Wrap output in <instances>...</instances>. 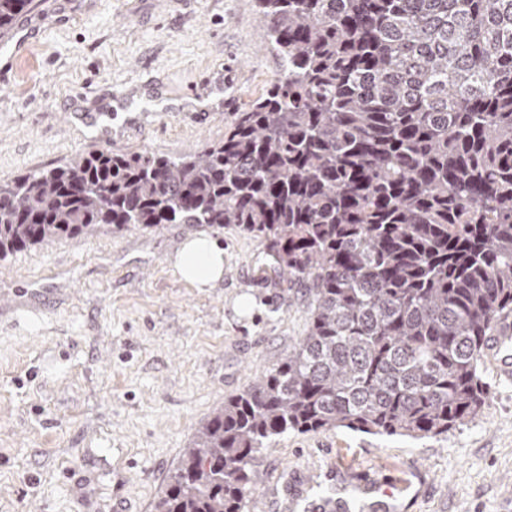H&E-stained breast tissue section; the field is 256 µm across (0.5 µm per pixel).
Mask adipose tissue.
I'll return each instance as SVG.
<instances>
[{
    "mask_svg": "<svg viewBox=\"0 0 512 512\" xmlns=\"http://www.w3.org/2000/svg\"><path fill=\"white\" fill-rule=\"evenodd\" d=\"M171 262L180 277L197 288H211L224 277V249L206 235L188 237Z\"/></svg>",
    "mask_w": 512,
    "mask_h": 512,
    "instance_id": "obj_1",
    "label": "adipose tissue"
}]
</instances>
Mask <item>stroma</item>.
I'll return each mask as SVG.
<instances>
[{
	"label": "stroma",
	"mask_w": 512,
	"mask_h": 512,
	"mask_svg": "<svg viewBox=\"0 0 512 512\" xmlns=\"http://www.w3.org/2000/svg\"><path fill=\"white\" fill-rule=\"evenodd\" d=\"M257 0H33L0 74V179L100 150L179 156L224 137L279 74ZM150 96L116 93L138 78ZM98 112L102 128L65 122ZM109 138H102V129ZM224 247V278L191 287L170 258ZM239 229L167 224L67 239L0 261V512H154L199 424L288 352L297 289ZM482 411L412 440L291 434L262 454L259 512H307L385 480L406 512H512V384L485 371Z\"/></svg>",
	"instance_id": "obj_1"
}]
</instances>
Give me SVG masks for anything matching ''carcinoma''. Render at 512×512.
I'll use <instances>...</instances> for the list:
<instances>
[{"instance_id":"obj_1","label":"carcinoma","mask_w":512,"mask_h":512,"mask_svg":"<svg viewBox=\"0 0 512 512\" xmlns=\"http://www.w3.org/2000/svg\"><path fill=\"white\" fill-rule=\"evenodd\" d=\"M33 0H0V29ZM282 70L224 138L0 181V260L60 239L233 225L303 292L288 354L200 424L155 512H253L286 434L446 435L512 312V0H258Z\"/></svg>"}]
</instances>
